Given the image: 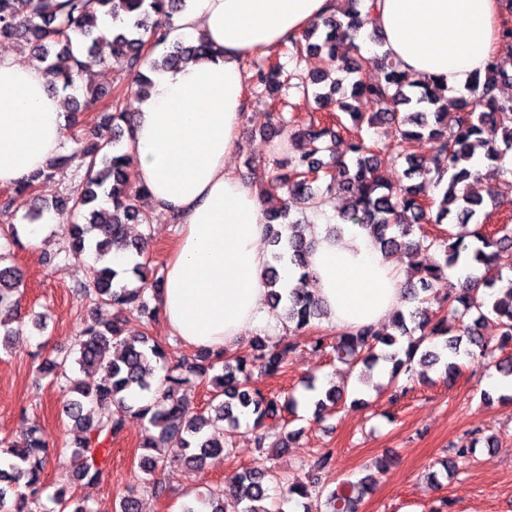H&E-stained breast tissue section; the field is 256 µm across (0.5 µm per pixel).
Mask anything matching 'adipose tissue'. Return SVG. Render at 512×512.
Segmentation results:
<instances>
[{
  "instance_id": "obj_1",
  "label": "adipose tissue",
  "mask_w": 512,
  "mask_h": 512,
  "mask_svg": "<svg viewBox=\"0 0 512 512\" xmlns=\"http://www.w3.org/2000/svg\"><path fill=\"white\" fill-rule=\"evenodd\" d=\"M358 42L371 56L378 33L390 56L416 80L465 91L500 47L507 0H372ZM334 0H188L165 43L207 41L211 55L151 75L135 104V177L150 206L176 234L157 305L166 331L191 349L233 350L246 329L269 318L259 186L237 175L244 147V60L271 53L330 13ZM44 69L0 55V187L45 166L61 149L67 116ZM311 288L339 329L379 327L404 305L408 267L387 258L367 229L331 234L311 224Z\"/></svg>"
}]
</instances>
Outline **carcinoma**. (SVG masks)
I'll return each mask as SVG.
<instances>
[{
  "instance_id": "1",
  "label": "carcinoma",
  "mask_w": 512,
  "mask_h": 512,
  "mask_svg": "<svg viewBox=\"0 0 512 512\" xmlns=\"http://www.w3.org/2000/svg\"><path fill=\"white\" fill-rule=\"evenodd\" d=\"M329 16L312 24L300 37L291 40L298 54L316 55L322 66L292 84L302 93L306 105L321 112L336 107L349 116L328 122L313 117L295 121L283 112H273L268 140L297 144L295 153L284 161L272 160L267 174L278 181L287 199L281 206L265 209L272 263L265 286L270 308L281 310L277 317L301 330L326 317V311L305 288L306 271L312 241L305 235L307 225L289 220L291 204L302 200L315 207L325 194L334 192L345 200L341 219L346 224H361L371 230L374 240L385 254L402 253L409 260L410 279L406 284L412 309H396L391 316L395 333L381 338L369 328L338 331L332 337L318 336L313 348L331 349L340 362L363 364L370 369L379 362L392 364V379L405 383L393 394L397 401L411 390L417 378L415 363L431 367L443 364L444 380L453 382L459 375L455 358L475 356L493 358L497 371L512 375V357H495L512 345V279L500 296L493 292L479 294L475 288L452 291L443 296L439 311L431 314L424 304L431 301L427 293L446 274L448 266L463 259L468 250L465 240H475L473 259L483 265L480 281L492 289L503 281L494 256L501 249L512 248V226L501 224L486 229L488 206H496L493 194L488 198L468 191L473 177L472 162L478 147L485 149L488 172H503L500 163L512 151V98L495 94L499 84L512 81V26H504L502 52L493 56L484 74L476 77L469 93L446 97L434 82L416 83L408 79L401 65L381 50L382 40L370 35L376 50L370 58L358 52L356 41L364 25V0H336ZM186 0H0V40H18L29 49L32 59L46 65L55 83L52 92L65 91L85 80L91 69L114 64L134 75L136 90L117 89L112 95L73 101L72 111L83 112L94 105L96 124L112 126V141L96 139L95 127L89 126L72 136L75 144L68 155L48 160L45 167L22 182L6 188L0 195V215L27 209L24 219L38 224L53 208L68 210L79 220L71 228L65 259L87 253L95 256L84 291L94 301L113 306L129 314L149 309V300L161 288V280L148 281L145 263L140 261L147 249V238L130 241L124 235L127 224H148L149 215L136 205V198L147 193L133 181V155L123 149L122 140L130 135L133 101L151 83L142 66L153 49L163 41ZM208 46L203 40L194 44H176L150 70L171 67L180 62L205 56ZM371 64L378 76L351 79L349 98L354 107L332 100L343 91L341 80L327 89L330 72L362 71ZM253 80L264 88L270 99L291 80L281 62L250 63ZM372 108L364 112L360 106ZM456 112L454 125L447 122L448 106ZM381 128L384 134L397 137L396 158L404 165L408 183L395 190L384 172L378 144H370L364 128ZM347 143L350 158L333 156L323 159L328 150L326 138ZM434 144L433 153L419 155L412 144L423 138ZM75 162L83 171L72 193L54 201L52 207L40 202L39 189L61 165ZM442 191L437 211L427 201L430 189ZM446 219L460 228L448 236L415 234L424 224L441 225ZM7 239L0 252V348L8 350L11 337L22 331L18 315L21 281L12 267L11 246L17 240L14 225L0 230ZM128 252L123 269L112 266V248ZM440 250L444 263L428 264L425 254ZM288 262L301 270L300 285L288 289L280 281L278 266ZM477 318L472 323L466 319ZM495 319L499 335L491 341L478 334V326ZM125 319L86 323L76 336L74 349L68 354L47 358L37 367L40 377L64 378L63 412L69 419L71 481L97 484L104 479L112 441L124 431L126 414L146 421L139 448L138 467L144 487L159 497L166 492L161 475L174 466L204 469L224 461L230 454L241 416H254L253 429L265 430L266 420H281L296 409V401L275 394H265L252 387L253 370L274 376L282 372L284 351L268 349L257 338L244 353L228 355L226 351H200L201 363H185L171 349L155 342L145 332L124 335ZM166 373L155 376V365ZM207 379L212 399L207 410H190L184 388L197 379ZM342 398L336 387L327 390L317 401L322 413L331 412ZM482 432L472 429L470 439L456 445L453 453L466 459ZM49 457L48 444L33 426L19 441L0 440V512H33L48 489L44 470ZM268 472L245 469L231 478L234 512H271L258 505L268 498L265 486ZM375 485L367 475L356 482L346 481L329 492L326 512H357L366 491ZM52 512H90L87 504L74 500L61 486L48 495ZM224 490L210 489L184 501L180 512H198L205 506L210 512H227L223 506ZM118 512H141V501L134 490L120 498Z\"/></svg>"
}]
</instances>
